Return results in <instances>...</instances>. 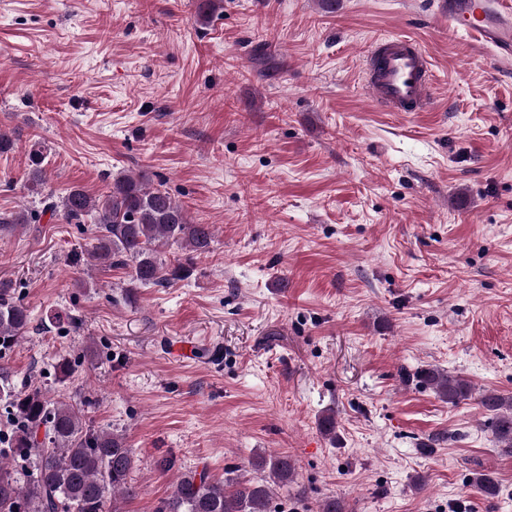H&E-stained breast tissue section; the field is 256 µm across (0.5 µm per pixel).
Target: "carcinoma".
Returning a JSON list of instances; mask_svg holds the SVG:
<instances>
[{
  "mask_svg": "<svg viewBox=\"0 0 512 512\" xmlns=\"http://www.w3.org/2000/svg\"><path fill=\"white\" fill-rule=\"evenodd\" d=\"M32 186L45 183L44 155L39 144L30 150ZM42 213L62 214L70 224L89 216L98 231L83 256L88 267L109 265L129 270L134 285H167L184 279L197 256L210 251L209 224H193L169 192L149 188L142 176L115 178L105 195L94 196L81 187L65 195L43 197ZM37 222L25 212L0 215V228L11 231ZM175 247L182 255L172 262L161 248ZM30 313L16 298L10 279L0 280V354L10 352L25 336ZM419 378L451 405L473 397L470 382L436 368ZM6 400V423L0 429V512H121L118 497L129 489L134 458L120 434L85 424L83 407L52 401L39 386L18 389L0 365V399ZM479 406L492 415L493 433L501 446L512 450V398L485 391ZM251 467L269 471L274 482L294 481L296 467L287 455L255 456ZM487 496L498 494L487 473L474 477ZM271 484L264 478L215 482L206 470L182 474L158 512H269Z\"/></svg>",
  "mask_w": 512,
  "mask_h": 512,
  "instance_id": "obj_1",
  "label": "carcinoma"
}]
</instances>
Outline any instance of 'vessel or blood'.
Wrapping results in <instances>:
<instances>
[{
	"label": "vessel or blood",
	"instance_id": "obj_1",
	"mask_svg": "<svg viewBox=\"0 0 512 512\" xmlns=\"http://www.w3.org/2000/svg\"><path fill=\"white\" fill-rule=\"evenodd\" d=\"M448 32L481 50L500 77L512 76V0H441ZM365 84L385 112H426L434 103L427 55L413 38L375 40Z\"/></svg>",
	"mask_w": 512,
	"mask_h": 512
}]
</instances>
